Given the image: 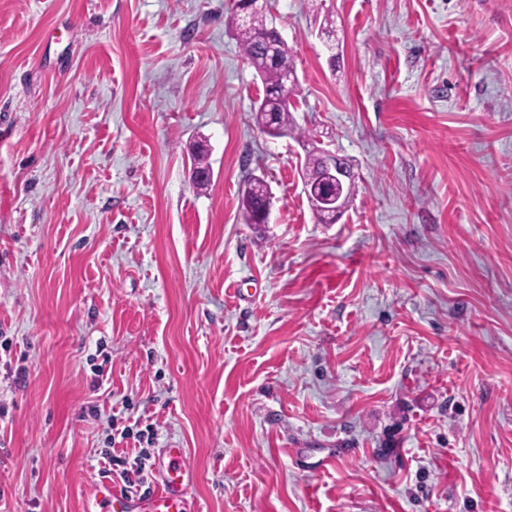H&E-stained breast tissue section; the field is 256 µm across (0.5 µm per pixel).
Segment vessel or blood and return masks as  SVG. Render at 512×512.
<instances>
[{
  "label": "vessel or blood",
  "instance_id": "b4317fda",
  "mask_svg": "<svg viewBox=\"0 0 512 512\" xmlns=\"http://www.w3.org/2000/svg\"><path fill=\"white\" fill-rule=\"evenodd\" d=\"M193 479L185 451L172 444L164 451L159 480L148 493L133 496L111 481H102L94 496L84 500L83 512H190L187 489Z\"/></svg>",
  "mask_w": 512,
  "mask_h": 512
}]
</instances>
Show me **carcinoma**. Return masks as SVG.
<instances>
[{
  "label": "carcinoma",
  "instance_id": "1",
  "mask_svg": "<svg viewBox=\"0 0 512 512\" xmlns=\"http://www.w3.org/2000/svg\"><path fill=\"white\" fill-rule=\"evenodd\" d=\"M234 36L263 84V96L253 108L260 130L271 136L295 132L292 112L296 110V94L287 86L283 75V64L291 62L287 43L280 42L277 56H272L270 46L280 37V32L267 21L264 10L258 7L250 9L246 19L235 24ZM325 173L324 151L315 146L306 150L302 172L304 181L317 184L324 179ZM268 193L269 188L263 178L255 176L249 180L241 203L245 223H260Z\"/></svg>",
  "mask_w": 512,
  "mask_h": 512
}]
</instances>
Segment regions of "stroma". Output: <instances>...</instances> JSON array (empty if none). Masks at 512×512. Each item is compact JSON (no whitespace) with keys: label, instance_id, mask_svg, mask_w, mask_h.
I'll return each instance as SVG.
<instances>
[{"label":"stroma","instance_id":"obj_1","mask_svg":"<svg viewBox=\"0 0 512 512\" xmlns=\"http://www.w3.org/2000/svg\"><path fill=\"white\" fill-rule=\"evenodd\" d=\"M258 5L337 223L235 0H0V512L173 442L202 512H512V0ZM234 36L245 59L250 62L263 84V96L255 102L253 108L260 130L271 136L292 134L296 131L292 112L297 108L295 97L298 94L290 85L287 88L283 75L284 62L291 65L287 43L273 22L267 21L262 7L250 9L244 21L235 23ZM278 37L282 38L276 51L279 61L270 52V46ZM324 153L322 149L315 146H312V149L306 150L302 172L306 183L317 184L324 179L326 173ZM326 164L329 178L319 186H312L310 189L305 187L304 191L317 196L335 213L338 220L344 212L341 202L351 188V181L344 162L340 158L327 153ZM269 188L267 182L258 176L251 177L242 196L241 211L247 224H260Z\"/></svg>","mask_w":512,"mask_h":512}]
</instances>
